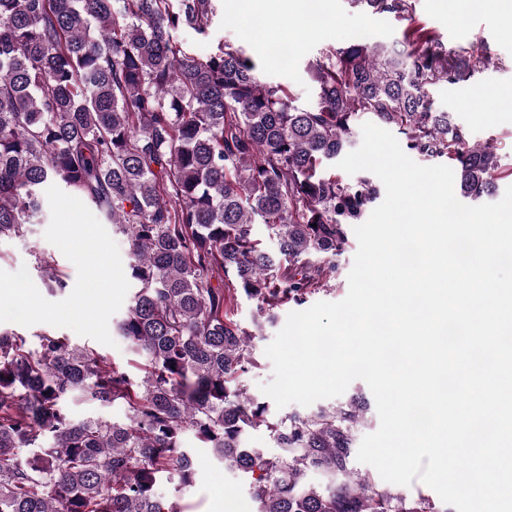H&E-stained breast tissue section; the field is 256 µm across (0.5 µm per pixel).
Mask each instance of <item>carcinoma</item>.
Segmentation results:
<instances>
[{"label":"carcinoma","instance_id":"1","mask_svg":"<svg viewBox=\"0 0 512 512\" xmlns=\"http://www.w3.org/2000/svg\"><path fill=\"white\" fill-rule=\"evenodd\" d=\"M218 2L0 0V240L29 233L50 188L86 200L126 236L136 292L117 330L139 358L132 372L49 330L32 343L0 329V512H182L157 485L192 482L188 434L249 478L258 512H441L353 471L368 424L357 397L269 419L245 384L256 334L234 306L252 301L259 328L335 278L349 226L379 195L330 171L358 116L448 158L466 198L512 178L430 97L493 59L452 56L421 23L397 46L356 37L307 63L317 101L301 108L243 46L199 55L177 38L208 36ZM350 2L409 19L414 7ZM35 262L67 288L52 255ZM71 400L120 405L125 420L76 421ZM261 427L278 455L245 443Z\"/></svg>","mask_w":512,"mask_h":512}]
</instances>
